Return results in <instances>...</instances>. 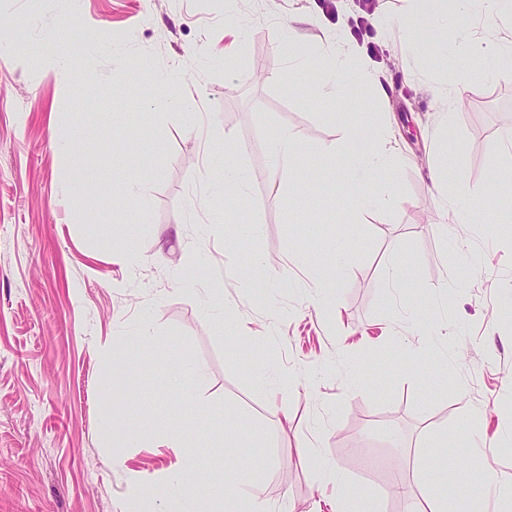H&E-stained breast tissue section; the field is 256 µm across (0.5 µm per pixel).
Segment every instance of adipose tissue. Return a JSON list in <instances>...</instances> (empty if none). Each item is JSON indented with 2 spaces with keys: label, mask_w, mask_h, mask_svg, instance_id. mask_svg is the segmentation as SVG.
Returning <instances> with one entry per match:
<instances>
[{
  "label": "adipose tissue",
  "mask_w": 512,
  "mask_h": 512,
  "mask_svg": "<svg viewBox=\"0 0 512 512\" xmlns=\"http://www.w3.org/2000/svg\"><path fill=\"white\" fill-rule=\"evenodd\" d=\"M411 20L402 26L407 52L425 58L438 57L444 71L453 75L451 83L434 81L430 89L440 102L438 133L447 151H454L453 129L455 106L469 94L478 74L472 70L475 61L503 70H512V0H459L460 9L493 19L490 27L454 28L448 24V0H412ZM306 16L297 15L288 21L287 29L277 31L275 43L287 57L290 82H301L308 74H316L320 82L316 100L335 108L353 93L356 83L366 82L372 103L382 106L389 101L390 82L386 75L372 72L363 62H354L349 45L348 29L324 33L321 49L306 43ZM343 151L347 163L340 171L347 192L340 199L343 208L365 212L375 208L380 197L374 189L379 172L385 169L393 155L388 136L362 123L343 127ZM174 447L183 451L181 468L170 474L167 482L172 501L167 512H200L197 506L199 458L195 441L180 433H172ZM209 495L217 500L222 512H268V506L258 485L243 490L232 479L214 480Z\"/></svg>",
  "instance_id": "adipose-tissue-1"
}]
</instances>
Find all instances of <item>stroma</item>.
<instances>
[{"label": "stroma", "instance_id": "stroma-1", "mask_svg": "<svg viewBox=\"0 0 512 512\" xmlns=\"http://www.w3.org/2000/svg\"><path fill=\"white\" fill-rule=\"evenodd\" d=\"M340 1L355 26L361 0H235L229 11L225 0H0V512H163L182 463L172 430L198 435L212 460L202 481L259 482L273 512H334L336 487L315 481L317 467L381 512H406L434 431L485 437L464 456L469 471L512 474V224L493 221L512 184L477 223L444 213L445 199L512 168V73L473 84L456 106L460 149L445 154L425 89L438 63L402 49L404 0H372L384 23L357 52L393 74L390 104L372 112L359 94L331 116L309 86L279 83L288 60L274 32L304 11L316 44ZM62 53L68 85L40 63ZM123 63L183 74L196 117L152 105ZM115 110L130 115L118 130L104 123ZM357 112L391 124L413 158L375 184L399 202L358 217L337 204L341 126ZM278 126L306 151L275 172L266 134ZM225 140L234 153L211 152ZM76 154L97 162L93 200L76 187ZM228 164L245 171L250 198L219 220L213 178ZM438 166L458 175L443 193L430 181ZM133 173L143 217L113 204ZM115 224L128 227L118 240ZM255 257L276 287L241 286ZM394 260L411 286L392 298ZM333 261L340 280L326 291L317 276ZM187 363L199 378L168 388ZM132 428L142 434L129 445Z\"/></svg>", "mask_w": 512, "mask_h": 512}]
</instances>
